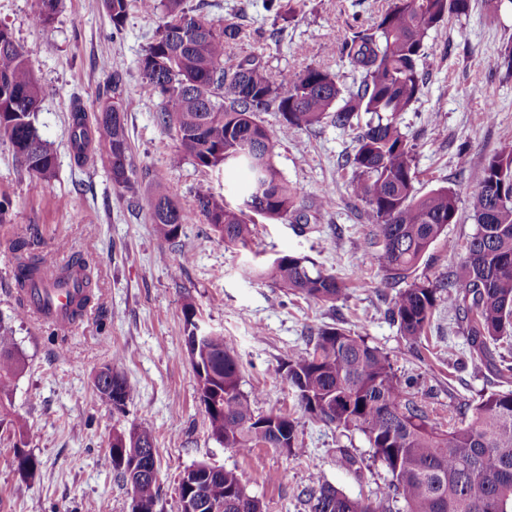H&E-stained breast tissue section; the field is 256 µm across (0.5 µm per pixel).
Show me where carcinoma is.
I'll use <instances>...</instances> for the list:
<instances>
[{"label": "carcinoma", "instance_id": "cac0c4a2", "mask_svg": "<svg viewBox=\"0 0 512 512\" xmlns=\"http://www.w3.org/2000/svg\"><path fill=\"white\" fill-rule=\"evenodd\" d=\"M58 3L40 0L35 23L52 22ZM128 5L129 0H103L117 33L124 27ZM159 7L166 21L139 68L150 101L157 102L158 123L177 133L173 162L189 157L201 167L241 170L245 184L237 199L230 203L205 183L196 187L190 210L159 187L140 194L123 114L114 103L91 115L80 105L73 107L70 144L75 162L91 160L92 129L104 132L113 184L141 203L159 237L176 239L181 226L198 213L224 243L244 248L254 235L255 215L310 223L309 207L277 166L274 136L260 114L279 113L282 136L322 123L342 131L357 128L356 145L347 158L357 174L353 192L376 224L374 245L379 247L383 279L391 287L406 283L391 301V319L407 339L418 343L436 307L446 300L466 323L470 361L511 378L512 362L498 352L503 341L512 340L511 145L488 159L482 180L470 193L477 228L466 245L459 278L440 286L408 281L429 247L453 223L457 199L446 188L418 193L413 145L399 118L424 93L420 65L432 48L429 31L452 16L467 14L470 0H388L376 25L352 28L341 44L342 57L360 75L357 89L347 94L327 67L306 66L286 77L268 68L259 54L227 59L226 49L241 36L239 24L207 21L191 13L186 0H149L146 9ZM39 104L40 87L27 53L0 27V140L9 142L29 173L48 181L55 176L56 163L51 146L34 127ZM363 115L368 119L362 125ZM24 246L23 240L16 244L14 271L15 290L22 299L42 281L49 261L44 254L24 252ZM250 273L313 301L334 303L343 293L338 280L306 256L283 254ZM56 276L80 282L71 317L82 319L98 288L91 264L76 255ZM184 314L187 350L194 368L203 370L197 374L198 391L213 440L238 452L268 445L294 454L295 421L256 412L258 395L240 390L239 361L224 337L198 327L192 305H186ZM313 341L310 349L288 353L282 364L301 411L327 426L362 433L388 479L375 495L353 498L318 477L301 492L307 512H512V390L483 393L458 418L437 425L412 383L401 380L389 356L364 337L325 327ZM23 370L12 331L0 321V428H17L14 462L22 477L32 478L37 462L26 448L25 432L1 412ZM94 386L102 396L117 389L126 402L135 393L109 367L96 374ZM123 442L130 449H143L156 462L149 428L117 431L110 447ZM113 467L128 494L139 496L149 508L156 505L157 476H140L117 463ZM183 474L196 476L198 512H265L233 469L199 464Z\"/></svg>", "mask_w": 512, "mask_h": 512}]
</instances>
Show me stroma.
<instances>
[{
	"label": "stroma",
	"mask_w": 512,
	"mask_h": 512,
	"mask_svg": "<svg viewBox=\"0 0 512 512\" xmlns=\"http://www.w3.org/2000/svg\"><path fill=\"white\" fill-rule=\"evenodd\" d=\"M265 0H187L196 15L242 28L228 51L237 60L263 55L273 70L289 75L305 66L339 72L345 86L357 75L339 47L350 24L372 27L386 0H283L287 20L266 11ZM39 0H0V27L27 52L41 88L34 125L56 157L51 181L33 178L0 142V318L11 325L25 360L11 399L15 421L27 430V447L39 463L22 478L12 456L13 439L0 437V512H130L131 499L112 466L114 431L142 424L154 433L159 498L155 512H179L178 482L188 467L206 463L236 470L247 494L265 512H303L298 495L316 476L352 497L383 487L387 473L364 436L304 415L281 368L290 351L309 346L321 327L365 337L388 354L396 373L416 377L432 418L459 413L492 390L512 389L485 368L455 359L465 351L463 328L447 305H438L426 338L411 346L388 316L395 289L386 287L371 242L376 234L364 202L352 192L354 173L345 166L350 133L322 125L275 143L276 160L306 204L318 206L307 224L256 217L249 248L226 245L203 217L183 225L175 240L159 238L149 215L116 187L97 137L94 162L76 167L69 144L74 102L96 112L119 104L131 162L141 192L166 187L192 207L200 183L216 193L235 183L233 172L206 169L191 159L172 165L175 129L155 120L156 105L144 93L138 61L164 22L131 0L124 29L113 33L101 0H61L51 23L38 26ZM263 29L262 41L251 33ZM433 55L422 63L423 95L400 117L414 146L420 193L455 191L457 214L413 272L441 283L460 273L463 245L476 225L469 196L489 157L512 143V75L498 60L512 44V0H471L466 15L431 31ZM328 206H321V199ZM68 263L82 255L97 271L99 290L89 314L66 331L15 315V244ZM457 251H450V244ZM311 258L343 285L333 303L315 302L247 275V268L283 254ZM200 325L224 337L240 364V389L259 394L258 412H280L297 423L298 450L256 447L246 453L220 447L209 435L198 377L184 341L185 305ZM134 386L124 412H116L94 386L108 363ZM363 460L348 468L341 449Z\"/></svg>",
	"instance_id": "stroma-1"
}]
</instances>
